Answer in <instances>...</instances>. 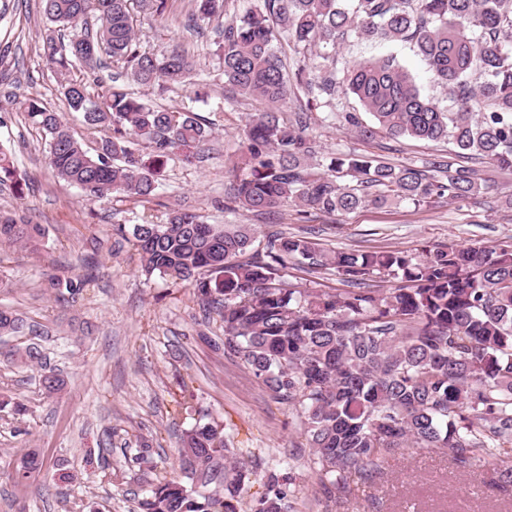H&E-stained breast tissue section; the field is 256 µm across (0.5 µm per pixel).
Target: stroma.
I'll return each mask as SVG.
<instances>
[{
    "label": "stroma",
    "instance_id": "1",
    "mask_svg": "<svg viewBox=\"0 0 512 512\" xmlns=\"http://www.w3.org/2000/svg\"><path fill=\"white\" fill-rule=\"evenodd\" d=\"M189 11L190 0H174L167 24L138 21L143 52L177 44L201 64L196 83L154 88L146 97L204 117L221 115L219 126L193 161L168 160L150 201L112 197L90 204L79 188L54 176L45 141L19 106L39 97L62 113L77 139H90L43 54L39 0H0V144L12 150L27 183L20 199L10 184L0 185V214L21 213L46 228L37 250L0 248V306L45 326L41 347L65 380L60 393L46 396L40 369L5 361L30 337L0 336V512H134L129 493L147 484L130 456L142 442L152 443L158 472L176 476L181 436L199 422L216 426L229 447L249 451L260 476L306 443L295 409L276 403L241 360L225 355L219 321L206 319L191 288L142 274L132 243L112 250L114 225L135 224L145 214L162 223L181 208L212 224H253L331 250L418 258L448 244L512 248V171L487 164L480 167L483 193L462 203L368 205L335 216L293 204L260 215L226 209L246 120L265 104L231 97L213 68L217 35L209 27L190 33ZM390 54L426 94L440 97L426 64L407 46L355 40L341 51L349 61ZM307 134L318 144V164L351 152L420 167L452 149L445 141L408 137L366 140L336 124L310 126ZM51 271L89 278L90 286L62 298L45 286ZM28 448L41 453L46 467L29 486L17 487L10 473ZM295 477V512H512V485L501 484L492 467L477 461L459 469L427 448L388 459L375 483L353 482L340 497H327L308 468L297 467Z\"/></svg>",
    "mask_w": 512,
    "mask_h": 512
}]
</instances>
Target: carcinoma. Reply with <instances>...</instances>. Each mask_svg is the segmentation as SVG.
<instances>
[{
	"instance_id": "1",
	"label": "carcinoma",
	"mask_w": 512,
	"mask_h": 512,
	"mask_svg": "<svg viewBox=\"0 0 512 512\" xmlns=\"http://www.w3.org/2000/svg\"><path fill=\"white\" fill-rule=\"evenodd\" d=\"M44 49L62 77L69 109L83 113L102 150L71 134L62 116L41 99L21 106L44 133L57 178L90 201L120 194L143 202L157 188L161 166L179 152L190 156L212 135L217 120L154 106L136 92L88 80L98 58L80 59L92 43L129 71L140 87L185 85L198 63L179 46L157 55L139 49L136 13L167 19L169 0H40ZM193 22L224 21L218 69L239 94L270 104L288 87L306 101L295 120L268 110L250 116L244 161L233 202L260 212L302 204L325 214L350 213L371 202L427 206L441 198L464 202L483 190L472 164L485 160L512 170V0H251L226 16L228 0H193ZM298 55L281 56V38ZM409 44L423 58L455 109L441 108L394 56L342 61L350 39ZM323 64L309 67L306 58ZM358 109L333 118L365 139L383 132L418 140L446 139L457 162L434 160L419 169L391 166L374 155L339 152L327 169L304 166L315 155L303 134L312 114L333 107L336 94ZM23 185L10 152L0 147V184ZM114 244L133 238L142 271L186 283L217 315L224 352L246 363L272 398L304 417L306 446L264 475L251 512H293L295 463L305 460L324 493L350 491L351 478L373 482L385 460L410 448H430L459 468L497 462L512 448V250L458 248L416 259L402 251L328 250L309 238L281 233L254 248L252 224H209L201 215L172 210L168 222L143 216ZM45 228L23 216H0V246L37 247ZM333 269L349 288H290L281 271ZM372 275L392 279L382 292L363 287ZM49 288L82 294L88 281L51 273ZM35 325L0 309V335ZM11 363L44 371L49 395L64 384L42 351L29 345ZM180 475L150 480L138 512H237L254 471L215 435L197 424L181 438ZM44 468L35 449L24 452L11 479L24 486Z\"/></svg>"
}]
</instances>
